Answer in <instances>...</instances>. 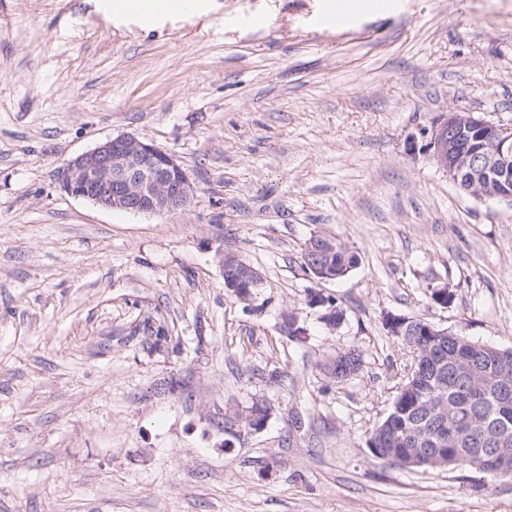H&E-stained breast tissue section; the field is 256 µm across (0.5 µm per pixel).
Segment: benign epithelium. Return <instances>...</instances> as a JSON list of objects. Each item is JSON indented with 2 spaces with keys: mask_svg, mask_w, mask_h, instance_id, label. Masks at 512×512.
Listing matches in <instances>:
<instances>
[{
  "mask_svg": "<svg viewBox=\"0 0 512 512\" xmlns=\"http://www.w3.org/2000/svg\"><path fill=\"white\" fill-rule=\"evenodd\" d=\"M488 129L494 131L490 149L479 145ZM423 139L421 145L411 139L408 151L431 156L450 181L477 190V197L487 191L512 206V123H494L473 112L450 110L424 131ZM60 186L67 194L105 209L149 214L182 210L193 194L192 183L174 155L132 135L106 139L70 159L61 173ZM334 251L335 246L319 235L307 242L304 256L317 280L336 279V268L330 263ZM222 275L224 288L242 302L251 299L259 284L256 270L234 255L223 257ZM378 458L404 469L418 465L410 455L380 452ZM430 464L435 469L451 464L457 468L477 466L485 473L491 469L501 472L512 468V458L500 455L490 466L477 457L450 460L436 454Z\"/></svg>",
  "mask_w": 512,
  "mask_h": 512,
  "instance_id": "7a95c632",
  "label": "benign epithelium"
}]
</instances>
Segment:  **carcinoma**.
Segmentation results:
<instances>
[{
    "label": "carcinoma",
    "instance_id": "cac0c4a2",
    "mask_svg": "<svg viewBox=\"0 0 512 512\" xmlns=\"http://www.w3.org/2000/svg\"><path fill=\"white\" fill-rule=\"evenodd\" d=\"M358 255L336 242V271L356 266ZM403 342L414 352L425 349L438 366L415 367L400 387L392 408L372 432L375 447L411 449L422 462L432 448L474 456L483 448L512 453V348L500 349L468 338L448 340L437 348L420 324L407 328ZM361 364L353 351L336 355L331 364L338 380L355 374ZM474 389L482 398L469 404Z\"/></svg>",
    "mask_w": 512,
    "mask_h": 512
}]
</instances>
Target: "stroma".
Returning a JSON list of instances; mask_svg holds the SVG:
<instances>
[{
  "instance_id": "35a3bbf8",
  "label": "stroma",
  "mask_w": 512,
  "mask_h": 512,
  "mask_svg": "<svg viewBox=\"0 0 512 512\" xmlns=\"http://www.w3.org/2000/svg\"><path fill=\"white\" fill-rule=\"evenodd\" d=\"M102 2L0 0V512H512L510 480L367 447L413 365L387 315L512 348V206L407 149L451 109L512 122V0L340 23L326 0H210L150 25ZM118 135L175 156L185 209L61 190ZM314 235L359 265L314 281ZM226 253L260 275L250 302ZM261 401L262 429H225ZM222 275L224 287L240 301L251 299L253 290L259 284V275L256 270L234 255H227L222 260ZM361 364L359 355L353 351L337 354L331 364L332 373L337 380H344L350 374H355Z\"/></svg>"
}]
</instances>
